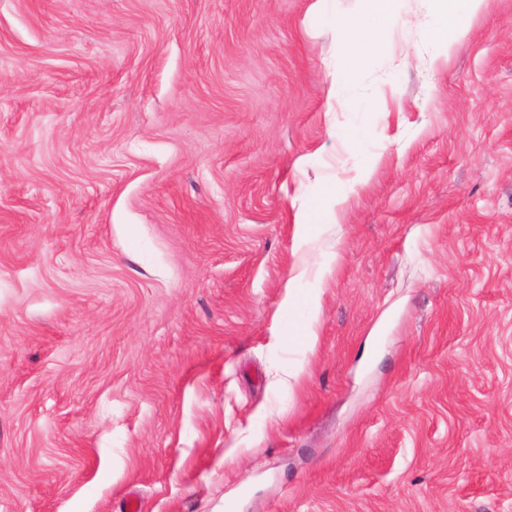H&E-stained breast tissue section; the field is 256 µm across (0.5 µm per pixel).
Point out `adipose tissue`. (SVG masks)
<instances>
[{
	"instance_id": "adipose-tissue-1",
	"label": "adipose tissue",
	"mask_w": 512,
	"mask_h": 512,
	"mask_svg": "<svg viewBox=\"0 0 512 512\" xmlns=\"http://www.w3.org/2000/svg\"><path fill=\"white\" fill-rule=\"evenodd\" d=\"M397 0H366L355 17L340 25L350 67H357L367 52L380 44V30L396 19Z\"/></svg>"
}]
</instances>
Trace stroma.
<instances>
[{"instance_id": "35a3bbf8", "label": "stroma", "mask_w": 512, "mask_h": 512, "mask_svg": "<svg viewBox=\"0 0 512 512\" xmlns=\"http://www.w3.org/2000/svg\"><path fill=\"white\" fill-rule=\"evenodd\" d=\"M311 5L0 0V512H512V0ZM367 3L355 17L340 24V32L347 50L349 65L344 70L336 71L333 84L345 81L349 70L356 68L366 56L368 50H374L380 45V30L396 20L397 0H358ZM370 18L376 20V30ZM439 3L442 15V27L438 32V37L444 40L445 46L443 55L447 61L450 56L453 42L464 38L468 33V28L458 23V16L477 15L485 9L487 0H434ZM453 31V39L448 40L447 31ZM446 34V35H445Z\"/></svg>"}]
</instances>
